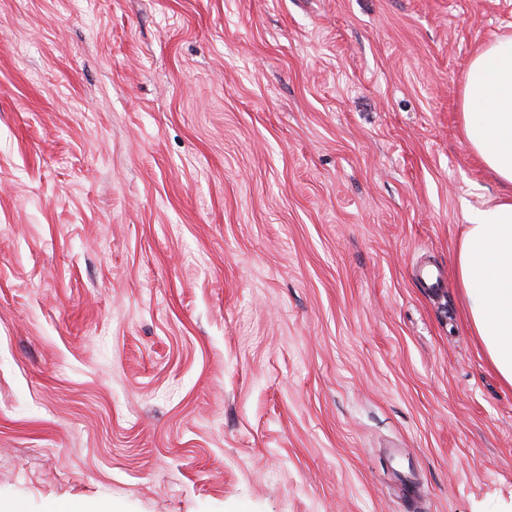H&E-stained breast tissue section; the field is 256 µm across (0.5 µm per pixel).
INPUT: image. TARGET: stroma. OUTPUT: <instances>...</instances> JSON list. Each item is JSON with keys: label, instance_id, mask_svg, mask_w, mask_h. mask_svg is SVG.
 <instances>
[{"label": "stroma", "instance_id": "obj_1", "mask_svg": "<svg viewBox=\"0 0 512 512\" xmlns=\"http://www.w3.org/2000/svg\"><path fill=\"white\" fill-rule=\"evenodd\" d=\"M505 35L512 0H0V512H512L455 275Z\"/></svg>", "mask_w": 512, "mask_h": 512}]
</instances>
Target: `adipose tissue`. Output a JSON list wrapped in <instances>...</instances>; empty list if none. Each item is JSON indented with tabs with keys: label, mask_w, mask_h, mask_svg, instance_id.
I'll return each mask as SVG.
<instances>
[{
	"label": "adipose tissue",
	"mask_w": 512,
	"mask_h": 512,
	"mask_svg": "<svg viewBox=\"0 0 512 512\" xmlns=\"http://www.w3.org/2000/svg\"><path fill=\"white\" fill-rule=\"evenodd\" d=\"M463 135L506 188L475 211L459 241L456 276L471 331L499 377L512 386V37L472 58L462 92Z\"/></svg>",
	"instance_id": "ef3b65f1"
}]
</instances>
